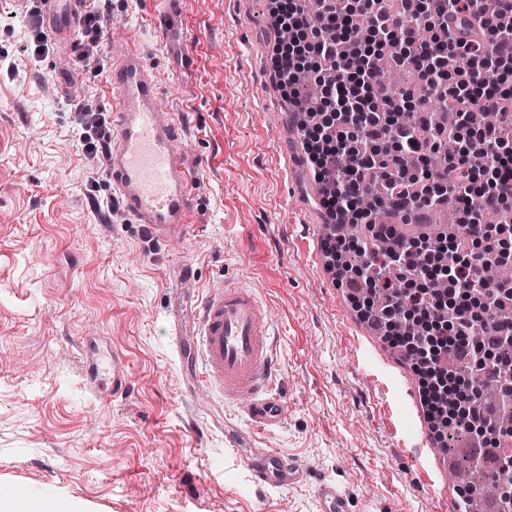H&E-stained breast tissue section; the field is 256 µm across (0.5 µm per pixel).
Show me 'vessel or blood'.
<instances>
[{"instance_id": "b4317fda", "label": "vessel or blood", "mask_w": 512, "mask_h": 512, "mask_svg": "<svg viewBox=\"0 0 512 512\" xmlns=\"http://www.w3.org/2000/svg\"><path fill=\"white\" fill-rule=\"evenodd\" d=\"M36 4L44 29L60 45L70 44L80 27L87 0H12L26 11ZM112 145L105 174L118 192L124 211L155 240L187 235L196 208L191 162L178 148L179 124L159 106L161 87L136 31L112 33ZM199 328L177 336L192 345L201 362L200 378L225 400L238 405L251 428L266 433L285 416L276 386V363L270 340V309L253 288L238 278H224L206 289L198 302ZM112 361V394L126 388L124 365L116 351L94 352L90 373L102 357ZM239 460L259 486L286 488L305 482L307 473L289 455L266 448L241 451ZM320 512H349L337 484L316 486Z\"/></svg>"}]
</instances>
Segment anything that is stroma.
<instances>
[{
	"mask_svg": "<svg viewBox=\"0 0 512 512\" xmlns=\"http://www.w3.org/2000/svg\"><path fill=\"white\" fill-rule=\"evenodd\" d=\"M181 2L167 38L157 0L105 2L141 32L192 162L198 221L160 242L107 183L85 187L71 102L78 91L107 109L105 74L55 46L29 63L34 33L0 0V484L62 489L103 512H319L322 479L351 512H437L438 488L422 484L357 356L359 314L313 254L322 210L302 139L282 128L292 106L272 68V0ZM231 276L272 310L287 406L280 427L242 444L294 456L311 479L287 489L252 484L224 442L241 420L198 385L194 349L172 344L173 330H196L201 291ZM95 345L121 355L123 394L87 379ZM480 445L450 426L439 460L453 471Z\"/></svg>",
	"mask_w": 512,
	"mask_h": 512,
	"instance_id": "stroma-1",
	"label": "stroma"
}]
</instances>
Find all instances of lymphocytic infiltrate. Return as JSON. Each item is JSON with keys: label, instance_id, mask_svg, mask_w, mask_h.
<instances>
[{"label": "lymphocytic infiltrate", "instance_id": "1", "mask_svg": "<svg viewBox=\"0 0 512 512\" xmlns=\"http://www.w3.org/2000/svg\"><path fill=\"white\" fill-rule=\"evenodd\" d=\"M405 2L316 0L310 11L305 0H277L275 23L311 44L317 107L336 113L321 125L319 140L307 143L315 180H322L325 161L346 164L342 177L323 189L320 205L333 224H361L369 233L364 241L330 232L326 257L362 255L346 282L382 294L381 304L359 311L410 361L431 430L440 431L448 420L437 396L450 378L459 418L488 432L481 384H497V403L512 396V358L500 352L512 340V298L483 276L498 261L493 243L505 230L495 218L512 208V91L499 87L500 78L512 73V0H496L491 17L483 0H418L414 11ZM106 22L101 0H88L78 38L85 67L100 66L98 39ZM400 69L417 74L418 90L391 88L388 76ZM420 94L456 114L455 158L438 169L431 157L444 130L432 112L416 105ZM73 121L85 157L96 162L111 141L106 118L83 98ZM475 140L482 154L472 153ZM410 153L420 157L418 168L407 167ZM376 189L399 202L400 223H416L420 213L451 201L466 230L451 238L397 233L361 205ZM437 267L453 304L442 303L435 288L403 291V283L426 279ZM492 309L498 320L489 329L484 316Z\"/></svg>", "mask_w": 512, "mask_h": 512}]
</instances>
